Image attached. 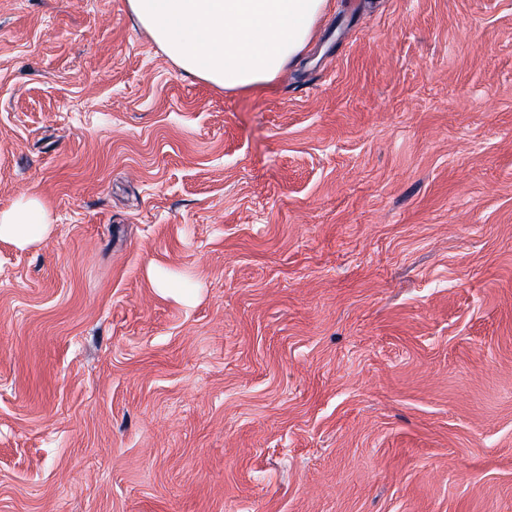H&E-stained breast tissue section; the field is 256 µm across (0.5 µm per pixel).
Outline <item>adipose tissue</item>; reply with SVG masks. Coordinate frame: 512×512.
I'll list each match as a JSON object with an SVG mask.
<instances>
[{"instance_id": "ef3b65f1", "label": "adipose tissue", "mask_w": 512, "mask_h": 512, "mask_svg": "<svg viewBox=\"0 0 512 512\" xmlns=\"http://www.w3.org/2000/svg\"><path fill=\"white\" fill-rule=\"evenodd\" d=\"M330 0H128L183 70L225 89L275 81L305 49ZM52 232L35 197L0 211V241L23 249Z\"/></svg>"}]
</instances>
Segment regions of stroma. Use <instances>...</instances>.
Returning <instances> with one entry per match:
<instances>
[{"mask_svg": "<svg viewBox=\"0 0 512 512\" xmlns=\"http://www.w3.org/2000/svg\"><path fill=\"white\" fill-rule=\"evenodd\" d=\"M0 512H512V0H331L287 75L0 0ZM52 228L45 206L36 197L21 198L11 208L0 211V241L19 249L47 238Z\"/></svg>", "mask_w": 512, "mask_h": 512, "instance_id": "stroma-1", "label": "stroma"}]
</instances>
